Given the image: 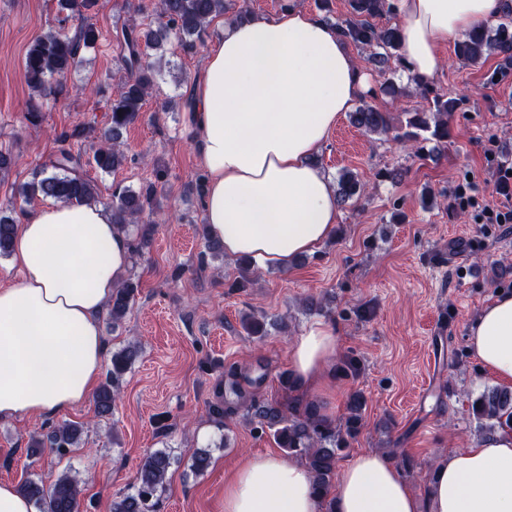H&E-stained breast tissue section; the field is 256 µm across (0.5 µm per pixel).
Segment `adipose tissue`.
<instances>
[{
	"mask_svg": "<svg viewBox=\"0 0 512 512\" xmlns=\"http://www.w3.org/2000/svg\"><path fill=\"white\" fill-rule=\"evenodd\" d=\"M503 0H396L402 53L413 77L431 83L440 48L497 18ZM367 81L339 34L288 8L273 18L225 23L193 82L192 120L207 174L203 214L227 255L285 268L336 232L340 211L314 159ZM131 239L101 205L49 202L15 227L20 277L0 287V419L64 415L90 397L107 342L100 318L126 279ZM468 349L512 383V293L474 319ZM335 324L299 336L290 363L302 391L336 382ZM336 512H512V430L449 453L434 468L428 501L411 491L387 455L346 462ZM221 512H321L302 461L247 457L224 484Z\"/></svg>",
	"mask_w": 512,
	"mask_h": 512,
	"instance_id": "adipose-tissue-1",
	"label": "adipose tissue"
}]
</instances>
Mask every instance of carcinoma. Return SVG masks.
I'll return each mask as SVG.
<instances>
[{
  "label": "carcinoma",
  "instance_id": "obj_1",
  "mask_svg": "<svg viewBox=\"0 0 512 512\" xmlns=\"http://www.w3.org/2000/svg\"><path fill=\"white\" fill-rule=\"evenodd\" d=\"M97 0H58L62 11L83 14L90 11ZM351 16L336 24L335 30L345 41L369 53L370 61L383 74H394L403 66L401 55V30L399 25L379 27L372 19L394 11L389 0H350ZM226 0H159L158 11L165 19L161 30L152 29L139 34L124 29L117 42L121 48V64L126 73L117 99L112 101L109 127L101 134L100 144L92 155L96 168L110 172L122 165L125 155L121 149L123 131L138 118L145 97L155 87L153 52L164 43L174 41L184 48L202 38L215 18L224 14ZM508 21L490 29L485 25L473 28L457 42L456 54L468 63H477L492 54L512 58V5L507 7ZM100 38L98 29L86 23L74 34L63 29L49 31L34 40L24 58V77L28 86L44 100H57L65 87L67 75L78 61L80 51L96 46ZM424 99L432 101L433 109L411 113L398 139L412 143L415 153L424 150L423 143L448 140V113L454 111L458 101L433 93V88L420 85ZM351 122L367 134H385L389 130L388 114L376 106L362 102L350 113ZM52 171L42 168L33 173L32 179L23 183L19 195L24 201L51 199L55 202L92 205L100 202L95 183L82 171L81 155L71 149H62L51 165ZM338 197L345 203L363 193L359 180L351 173H344L338 181ZM155 184L143 183L138 189L116 188L108 203L112 223L120 231L139 222L151 208ZM15 221L0 215V257L12 253ZM137 285L128 278L113 289L108 302L112 326L119 325L133 303ZM241 327L249 336L263 338L268 335L266 317L253 313L241 316ZM139 356L136 344L128 343L112 352L105 382L97 390L94 402L97 416L108 419L113 414L120 393V382ZM362 371L361 362L346 356L338 367L343 379H357ZM228 388L237 397L239 406L216 402L210 413L223 420L243 407V419L261 431H269L278 447L287 454L300 458L314 477L315 491L321 498L322 512H335L332 488L336 479L338 462L350 442L363 428L362 410L365 398L355 392L350 396L342 417L328 420L320 413V403L306 401L291 395L296 390L295 381L288 372L280 375V385L285 399L274 403L248 396L236 380V373L227 375ZM472 416L480 427L493 431L512 423V389H489L471 399ZM84 431L72 423L54 427L41 438L31 439V454L48 448L63 454L81 444ZM172 457L165 450L157 449L146 454L130 490L112 501V512H158L165 492L166 479ZM21 491L33 502L38 512H80V489L77 480L69 473H62L49 487L30 479Z\"/></svg>",
  "mask_w": 512,
  "mask_h": 512
}]
</instances>
